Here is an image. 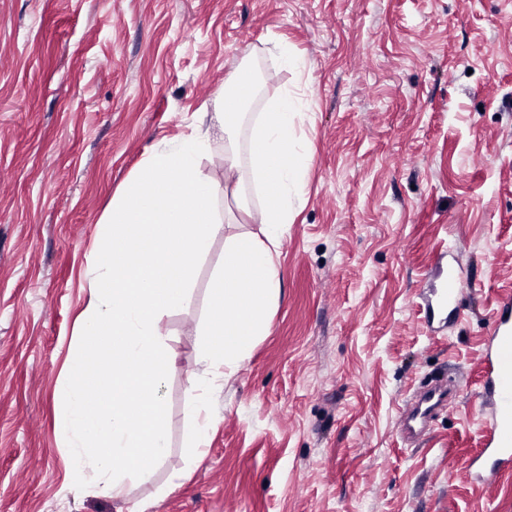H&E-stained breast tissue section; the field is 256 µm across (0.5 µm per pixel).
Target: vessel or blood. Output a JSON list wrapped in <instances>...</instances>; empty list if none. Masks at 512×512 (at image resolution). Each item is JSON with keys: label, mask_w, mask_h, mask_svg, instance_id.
Wrapping results in <instances>:
<instances>
[{"label": "vessel or blood", "mask_w": 512, "mask_h": 512, "mask_svg": "<svg viewBox=\"0 0 512 512\" xmlns=\"http://www.w3.org/2000/svg\"><path fill=\"white\" fill-rule=\"evenodd\" d=\"M461 275L449 268L448 275L431 302L438 314L456 321L462 315L459 283ZM483 379L478 393L477 415L486 426L483 446L469 462V473L485 489H492L499 472L512 468V297L500 301L482 353ZM439 385L424 389L417 401L401 415L402 428L413 431L425 424L444 399Z\"/></svg>", "instance_id": "1"}]
</instances>
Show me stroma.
<instances>
[{"label":"stroma","instance_id":"35a3bbf8","mask_svg":"<svg viewBox=\"0 0 512 512\" xmlns=\"http://www.w3.org/2000/svg\"><path fill=\"white\" fill-rule=\"evenodd\" d=\"M277 40L304 63L280 82L315 96L269 333L210 392L190 463L216 235L162 320L171 453L99 497L54 421L100 218L232 72L273 67ZM449 251L463 315L438 337L421 293ZM509 294L512 0H0V512H512V472L489 493L468 471L482 343ZM440 373L458 400L405 438L404 397Z\"/></svg>","mask_w":512,"mask_h":512}]
</instances>
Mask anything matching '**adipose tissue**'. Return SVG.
<instances>
[{"label": "adipose tissue", "instance_id": "adipose-tissue-1", "mask_svg": "<svg viewBox=\"0 0 512 512\" xmlns=\"http://www.w3.org/2000/svg\"><path fill=\"white\" fill-rule=\"evenodd\" d=\"M256 90L243 74L232 73L195 131L157 140L101 217V257L87 270L96 289L78 322L81 373L60 387L56 421L74 469L90 472L101 496L119 497L147 465L169 454L159 395L169 352L160 321L190 292L214 236L235 221L218 207V197L241 198L247 181L262 194L260 209L250 216L260 230L227 236L224 261L212 277L200 347L203 369L188 376L199 401L187 458L205 452L212 417L203 397L225 369L245 361L256 337L266 335L280 300L276 258L310 170L304 122L313 96L298 85H278L243 156L235 136ZM219 138L220 186L201 171Z\"/></svg>", "mask_w": 512, "mask_h": 512}]
</instances>
